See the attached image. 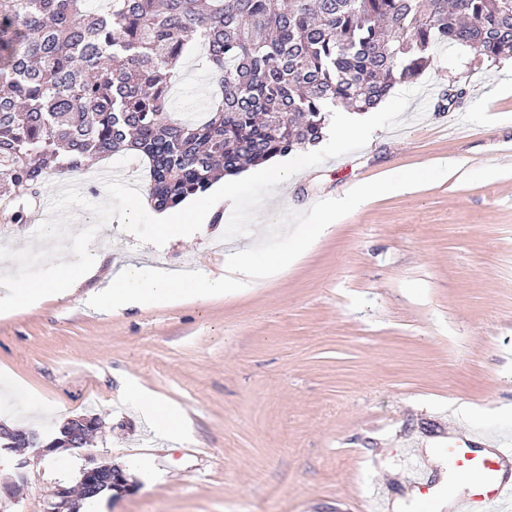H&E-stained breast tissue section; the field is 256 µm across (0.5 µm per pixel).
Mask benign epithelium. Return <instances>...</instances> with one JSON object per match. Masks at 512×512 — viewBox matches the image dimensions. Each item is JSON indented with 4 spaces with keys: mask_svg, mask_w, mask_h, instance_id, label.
<instances>
[{
    "mask_svg": "<svg viewBox=\"0 0 512 512\" xmlns=\"http://www.w3.org/2000/svg\"><path fill=\"white\" fill-rule=\"evenodd\" d=\"M99 425V419L94 416H78L67 420L63 432L67 435L65 442L52 441L46 445V451L53 452L59 448H83L86 465L82 470L83 490L93 494L101 487L103 473H108L109 487L118 491L126 492L131 484L127 482L125 474L112 466L101 464L98 455L86 448L84 437L86 433ZM0 436L11 441V446L17 447L21 444L32 446L40 443V438L34 433L26 434L14 432L6 427L0 428ZM74 509L73 499L70 490L61 488L55 494V499L48 503L47 512H72Z\"/></svg>",
    "mask_w": 512,
    "mask_h": 512,
    "instance_id": "obj_1",
    "label": "benign epithelium"
}]
</instances>
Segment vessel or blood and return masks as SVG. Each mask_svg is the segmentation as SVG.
Here are the masks:
<instances>
[{
	"mask_svg": "<svg viewBox=\"0 0 512 512\" xmlns=\"http://www.w3.org/2000/svg\"><path fill=\"white\" fill-rule=\"evenodd\" d=\"M448 480L467 484L456 512H502L512 505V446L496 441L486 448L483 436L471 432L449 444Z\"/></svg>",
	"mask_w": 512,
	"mask_h": 512,
	"instance_id": "1",
	"label": "vessel or blood"
}]
</instances>
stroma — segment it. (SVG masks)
Here are the masks:
<instances>
[{"label":"stroma","mask_w":512,"mask_h":512,"mask_svg":"<svg viewBox=\"0 0 512 512\" xmlns=\"http://www.w3.org/2000/svg\"><path fill=\"white\" fill-rule=\"evenodd\" d=\"M396 87L366 135L325 137L291 152L284 176L239 182L243 206L224 212L217 236L160 234L138 207L147 171L135 155L90 160L105 182L59 209V186L80 175L48 176L31 209L49 227L76 218L62 236L71 263L95 246L113 264L220 274L226 252L258 239L265 256L288 252L356 185L464 162L340 216L238 293L112 314L84 304L93 278L0 317V423L51 436L63 419L96 415L101 460L151 456L159 477L129 473L132 490L103 494V512H433L406 456L444 487L449 435L512 440V59L439 46ZM53 237L0 222L9 276L51 278L42 245ZM135 385L178 411L177 437L141 414ZM22 456L11 512H45L85 465L76 450Z\"/></svg>","instance_id":"35a3bbf8"}]
</instances>
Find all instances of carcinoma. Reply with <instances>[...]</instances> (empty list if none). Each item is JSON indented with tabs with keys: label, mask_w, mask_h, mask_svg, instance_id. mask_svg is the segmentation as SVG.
<instances>
[{
	"label": "carcinoma",
	"mask_w": 512,
	"mask_h": 512,
	"mask_svg": "<svg viewBox=\"0 0 512 512\" xmlns=\"http://www.w3.org/2000/svg\"><path fill=\"white\" fill-rule=\"evenodd\" d=\"M0 0V213L24 224L51 172L133 150L153 208L321 142L328 108H375L434 46L497 61L512 0ZM207 58L199 121L172 109V69Z\"/></svg>",
	"instance_id": "obj_1"
}]
</instances>
